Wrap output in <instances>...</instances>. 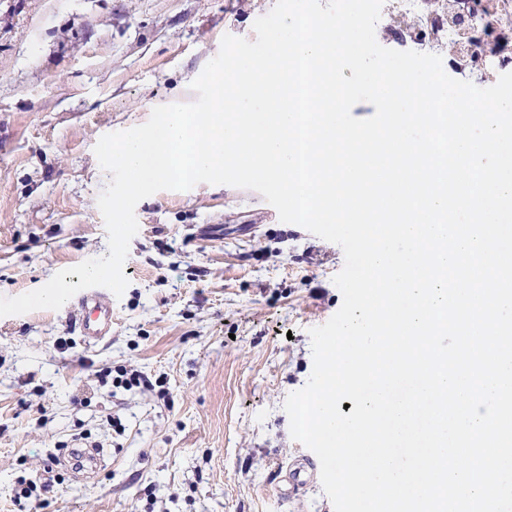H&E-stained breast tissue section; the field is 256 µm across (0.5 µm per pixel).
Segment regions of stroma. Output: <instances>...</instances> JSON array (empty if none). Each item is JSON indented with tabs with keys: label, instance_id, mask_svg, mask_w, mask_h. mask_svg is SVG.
I'll list each match as a JSON object with an SVG mask.
<instances>
[{
	"label": "stroma",
	"instance_id": "stroma-1",
	"mask_svg": "<svg viewBox=\"0 0 512 512\" xmlns=\"http://www.w3.org/2000/svg\"><path fill=\"white\" fill-rule=\"evenodd\" d=\"M261 3L0 0V296L107 255L97 141L195 100L222 37L255 40ZM476 36L443 67L488 87L512 40L499 22ZM135 215L111 336L86 343L65 306L0 317V512H334L320 478L284 481L313 453L283 405L311 374L310 328L341 305L342 249L226 185ZM122 367L151 388L113 387ZM78 441L104 450L94 476L56 463Z\"/></svg>",
	"mask_w": 512,
	"mask_h": 512
}]
</instances>
